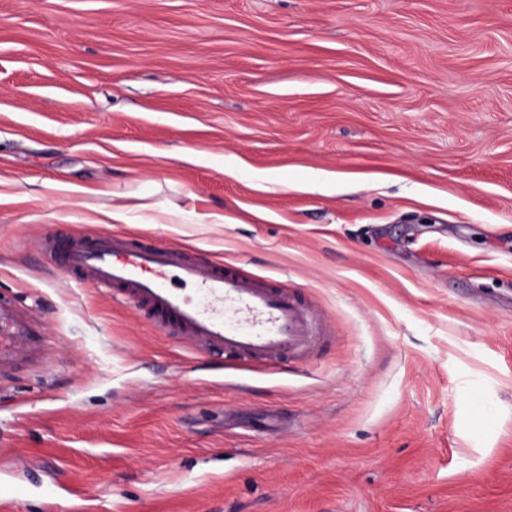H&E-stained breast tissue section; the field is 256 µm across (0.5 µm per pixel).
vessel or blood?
Wrapping results in <instances>:
<instances>
[{"label":"vessel or blood","instance_id":"b4317fda","mask_svg":"<svg viewBox=\"0 0 512 512\" xmlns=\"http://www.w3.org/2000/svg\"><path fill=\"white\" fill-rule=\"evenodd\" d=\"M62 271L113 297L147 309L154 324L241 363H275L304 355L315 333L310 309L288 289L235 267L185 257L126 236L101 232L87 239L44 238ZM192 285L189 299L182 284ZM39 339L8 303L0 304V368L33 359Z\"/></svg>","mask_w":512,"mask_h":512}]
</instances>
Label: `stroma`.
I'll use <instances>...</instances> for the list:
<instances>
[{"label":"stroma","mask_w":512,"mask_h":512,"mask_svg":"<svg viewBox=\"0 0 512 512\" xmlns=\"http://www.w3.org/2000/svg\"><path fill=\"white\" fill-rule=\"evenodd\" d=\"M102 231L322 334L193 349L41 247ZM0 297L10 512H512V0H0ZM39 352V339L11 306L0 304V370L33 359Z\"/></svg>","instance_id":"obj_1"}]
</instances>
